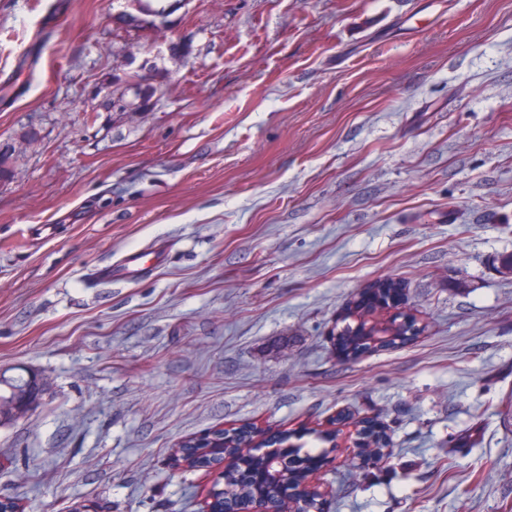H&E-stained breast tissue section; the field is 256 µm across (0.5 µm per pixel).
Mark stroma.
Instances as JSON below:
<instances>
[{"instance_id": "obj_1", "label": "stroma", "mask_w": 512, "mask_h": 512, "mask_svg": "<svg viewBox=\"0 0 512 512\" xmlns=\"http://www.w3.org/2000/svg\"><path fill=\"white\" fill-rule=\"evenodd\" d=\"M0 0V424L19 512H204L187 439L252 426L339 448L326 512H512V0ZM32 55L22 90L5 78ZM139 75L145 112L112 108ZM55 227L41 234L43 225ZM165 244L134 282L96 280ZM420 335L347 357L371 283ZM403 288L404 285L401 282L380 281L369 288L365 298L356 305L355 310L357 311L366 302H370L385 311V309L393 307V301ZM2 386L4 388H2ZM42 386V379L33 374L27 378L21 376L17 378L0 379V405L1 407L9 408L11 411L8 416H5V421L20 419L15 417V413H13V405L16 402L19 405L37 404L42 397ZM34 391L36 394H33ZM25 394H28L29 398L31 397L26 403H24ZM336 440L334 443L331 444L332 448H357L359 450V455L362 457H371V458H383L385 454V448H382V443L379 441L380 448H371V446L368 443H365L364 441H361V438H352V434L349 432L346 433L343 437H341V444L339 445L337 442L340 433L339 431L336 432Z\"/></svg>"}]
</instances>
